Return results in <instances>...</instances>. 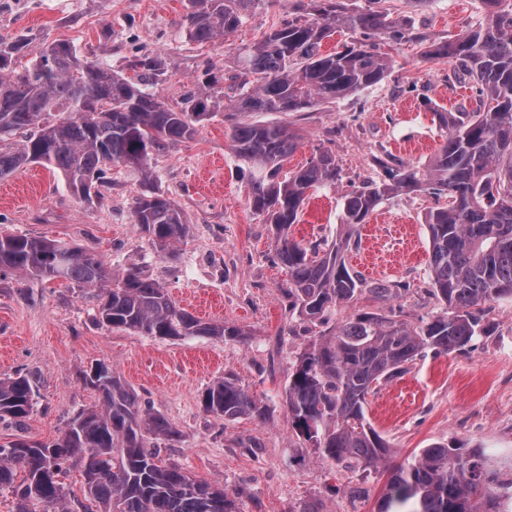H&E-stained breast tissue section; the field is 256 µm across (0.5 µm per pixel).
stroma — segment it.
<instances>
[{
	"instance_id": "35a3bbf8",
	"label": "stroma",
	"mask_w": 512,
	"mask_h": 512,
	"mask_svg": "<svg viewBox=\"0 0 512 512\" xmlns=\"http://www.w3.org/2000/svg\"><path fill=\"white\" fill-rule=\"evenodd\" d=\"M295 2L254 0L235 32L200 44L185 36L187 0H0V41L26 36L19 58L24 64L65 40L81 56L121 73L133 54H148L165 73L161 96L174 105L206 65L236 76L240 48L263 39ZM379 6L409 21L423 43L399 45L344 30L323 50L374 45L393 59L381 82L303 112L248 116L254 123L291 125L300 134L284 172H295L320 148L341 169L338 185L310 192L290 228L295 240L335 241L344 195L382 178L374 155L386 150L425 166L443 142L435 112H471L481 99L479 84L459 75L452 60H431L424 51L426 43L483 24L485 0H380ZM250 183L251 168L235 154L220 114L194 139L158 157L151 181L116 167L110 184L89 201L75 195L59 171L39 164L0 178V228L78 245L116 275L141 267L177 306L250 333L244 345L208 336H141L99 325L95 299L63 282L0 277V377L30 372L39 389L22 425L0 422V443L16 435L61 437L69 416L96 403L83 375L104 363L179 431L176 447L161 449V458L234 493L241 512H291L312 502L321 512H376L385 473L331 471L292 428L284 388L302 344L317 329L288 309V276L270 259L274 228L251 207ZM152 189L173 200L189 221L178 260L167 258L132 222L136 198ZM444 203L427 192L383 199L360 226L358 244L344 254L347 267L365 280L404 284L405 292L388 307L415 323L442 308L428 274L424 214ZM487 322L488 333L464 351H426L406 374L370 396L367 417L385 439L391 462H405L433 443L512 458V299L494 302ZM227 374L268 405L265 419L245 417L227 426L203 411L205 389Z\"/></svg>"
}]
</instances>
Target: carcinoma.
<instances>
[{"label": "carcinoma", "mask_w": 512, "mask_h": 512, "mask_svg": "<svg viewBox=\"0 0 512 512\" xmlns=\"http://www.w3.org/2000/svg\"><path fill=\"white\" fill-rule=\"evenodd\" d=\"M252 2L189 0L188 38L203 43L234 32ZM485 3V25L433 42L426 51L432 59L455 60L481 84L479 109L434 113L446 135L422 169L390 152L375 157L382 181L344 196L346 231L330 245L304 244L288 230L309 189L341 182L335 157L322 151L280 181L298 135L286 125L250 122L246 114L302 112L380 82L391 57L367 45L325 54L323 42L342 29L385 34L399 44L420 39L406 22L377 9L351 12L343 0H301L298 15L238 54L232 96L218 95L224 76L208 68V79L175 106L157 90L163 72L147 54L129 61L132 79L78 57L63 41L19 72L14 63L25 42L0 43V139L18 136L0 147L1 178L41 164L60 170L72 192L90 200L113 167H129L150 181L155 157L193 139L201 122L224 111L235 152L260 172L249 201L275 229L272 258L288 272L289 309L311 324L365 293L380 302L401 295L396 284L367 283L342 259L383 198L428 189L448 196L447 206L425 213L424 224L433 294L452 312L415 325L393 314L358 310L308 341L288 375L286 404L297 437L339 472L384 466L387 480L377 512H512V463L482 448L436 443L405 464H392L366 417L368 396L381 383L405 374L428 349L463 350L481 335L486 308L512 298V9L498 8L500 0ZM133 223L178 259L174 246L188 235L189 224L167 196L155 190L140 196ZM8 274L91 289L98 322L111 328L163 339L247 341L246 329L207 323L177 306L139 269L110 283L100 260L60 241L0 234V277ZM85 382L101 405L75 412L60 439L0 445V488L12 489L16 512H71L63 478L75 459L83 463L85 479L81 512H241L232 493L161 461L160 449L179 441V431L109 366L97 364ZM37 395L31 375L1 377L0 420L21 424ZM201 405L226 425L243 416L262 419L267 412L232 374L208 387ZM18 468L23 477L17 483Z\"/></svg>", "instance_id": "cac0c4a2"}]
</instances>
